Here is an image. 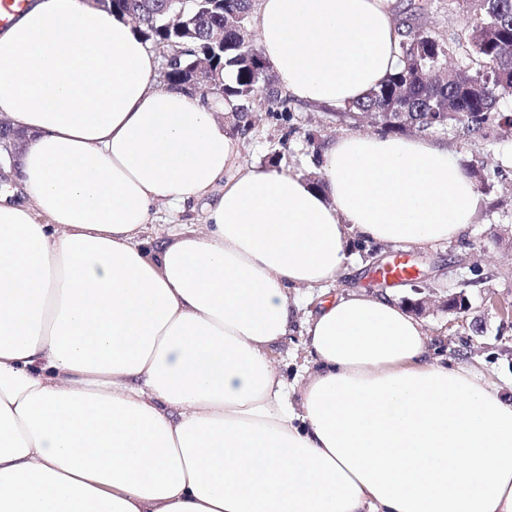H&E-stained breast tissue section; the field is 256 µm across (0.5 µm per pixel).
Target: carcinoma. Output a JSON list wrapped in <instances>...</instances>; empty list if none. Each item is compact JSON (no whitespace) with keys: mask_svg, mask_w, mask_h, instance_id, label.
Returning <instances> with one entry per match:
<instances>
[{"mask_svg":"<svg viewBox=\"0 0 512 512\" xmlns=\"http://www.w3.org/2000/svg\"><path fill=\"white\" fill-rule=\"evenodd\" d=\"M483 16L465 39V53L476 64L462 74L448 65V43L408 26L400 42L403 66L366 100L329 116L339 122L372 116L381 131L403 134L446 130L465 136L495 126L505 134L512 114L495 111L499 98L512 92V0H478ZM253 0H112V13L131 17L143 39L162 57H171L165 85L183 90L198 61L209 59L217 81L215 100H234L233 130L252 127V112L264 91L263 106L276 122L289 118L291 99L273 86L271 69L259 49L246 39Z\"/></svg>","mask_w":512,"mask_h":512,"instance_id":"1","label":"carcinoma"}]
</instances>
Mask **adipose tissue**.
<instances>
[{"instance_id":"ef3b65f1","label":"adipose tissue","mask_w":512,"mask_h":512,"mask_svg":"<svg viewBox=\"0 0 512 512\" xmlns=\"http://www.w3.org/2000/svg\"><path fill=\"white\" fill-rule=\"evenodd\" d=\"M276 84L345 107L398 65L389 0H257ZM130 19L32 0L0 29V512H512V390L430 356L390 293L324 299L352 237L434 246L477 200L446 148L348 131L325 181L240 169ZM204 201L203 228L158 224ZM303 327L298 322L294 325L291 333L278 344L275 351V362L279 369L292 380L301 371L304 362L305 346Z\"/></svg>"}]
</instances>
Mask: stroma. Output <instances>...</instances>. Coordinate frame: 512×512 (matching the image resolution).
I'll return each mask as SVG.
<instances>
[{
    "instance_id": "obj_1",
    "label": "stroma",
    "mask_w": 512,
    "mask_h": 512,
    "mask_svg": "<svg viewBox=\"0 0 512 512\" xmlns=\"http://www.w3.org/2000/svg\"><path fill=\"white\" fill-rule=\"evenodd\" d=\"M391 10L395 21L412 20L416 28L449 42L480 22L472 0H392ZM293 108L288 134L266 114L255 113L252 129L239 138V162L245 167L274 162L310 181L321 180L315 146L346 127L324 107L297 102ZM432 139L447 146L464 166L478 170L473 181L479 201L475 221L451 243L409 248L419 272L389 291L403 305L424 301L418 318L438 363L469 362L488 382L507 386L512 384V137L471 141L448 131ZM396 250V245L374 241L351 248L350 272L336 281V292L373 293L371 271ZM460 291L468 309L449 313L448 297Z\"/></svg>"
}]
</instances>
